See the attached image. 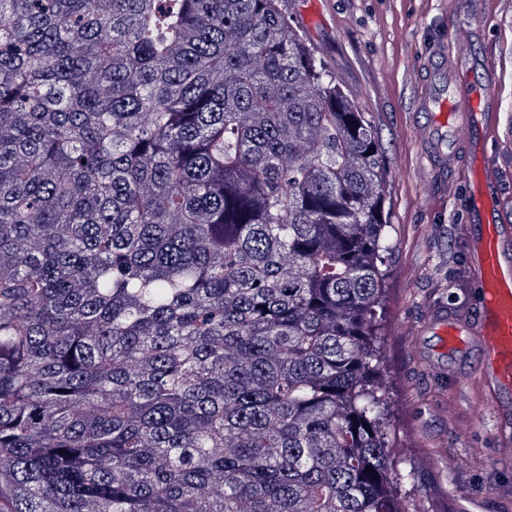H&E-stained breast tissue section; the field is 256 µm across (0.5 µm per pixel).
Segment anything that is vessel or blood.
I'll use <instances>...</instances> for the list:
<instances>
[{"label": "vessel or blood", "mask_w": 512, "mask_h": 512, "mask_svg": "<svg viewBox=\"0 0 512 512\" xmlns=\"http://www.w3.org/2000/svg\"><path fill=\"white\" fill-rule=\"evenodd\" d=\"M464 64L465 56L458 52L449 66H430L426 75L428 92L422 108L432 113L433 121L424 129L423 140L441 160L455 158L465 139H484L497 118L492 94L477 93L461 82ZM468 224L478 313L469 322L449 318L441 334L452 351L478 342L485 354L488 387L512 392V232L498 223L481 191L474 194Z\"/></svg>", "instance_id": "vessel-or-blood-1"}]
</instances>
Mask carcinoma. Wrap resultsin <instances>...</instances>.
I'll list each match as a JSON object with an SVG mask.
<instances>
[{"label": "carcinoma", "mask_w": 512, "mask_h": 512, "mask_svg": "<svg viewBox=\"0 0 512 512\" xmlns=\"http://www.w3.org/2000/svg\"><path fill=\"white\" fill-rule=\"evenodd\" d=\"M386 198L280 0H0V512H421Z\"/></svg>", "instance_id": "carcinoma-1"}]
</instances>
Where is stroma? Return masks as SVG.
<instances>
[{
  "label": "stroma",
  "mask_w": 512,
  "mask_h": 512,
  "mask_svg": "<svg viewBox=\"0 0 512 512\" xmlns=\"http://www.w3.org/2000/svg\"><path fill=\"white\" fill-rule=\"evenodd\" d=\"M339 86L372 122L386 166L391 254L377 319L394 469L422 512H512V396L491 399L478 344L451 352L438 334L474 318L470 173L429 156L423 74L461 49L463 81L489 88L498 121L479 145L500 223L512 225V0H282ZM507 413L492 419L494 404Z\"/></svg>",
  "instance_id": "35a3bbf8"
}]
</instances>
